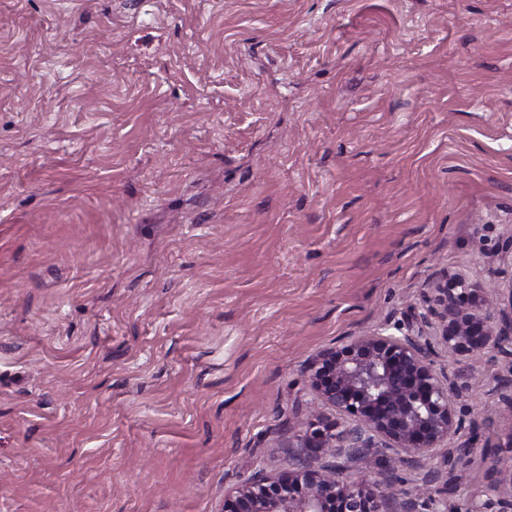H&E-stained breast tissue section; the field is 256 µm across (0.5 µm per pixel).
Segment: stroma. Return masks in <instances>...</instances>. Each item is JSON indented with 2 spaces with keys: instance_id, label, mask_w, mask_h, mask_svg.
<instances>
[{
  "instance_id": "1",
  "label": "stroma",
  "mask_w": 512,
  "mask_h": 512,
  "mask_svg": "<svg viewBox=\"0 0 512 512\" xmlns=\"http://www.w3.org/2000/svg\"><path fill=\"white\" fill-rule=\"evenodd\" d=\"M511 232L512 0H0V512H222L315 351Z\"/></svg>"
}]
</instances>
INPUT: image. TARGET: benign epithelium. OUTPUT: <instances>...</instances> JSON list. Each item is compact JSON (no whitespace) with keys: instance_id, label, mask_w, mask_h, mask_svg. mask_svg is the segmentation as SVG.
<instances>
[{"instance_id":"1","label":"benign epithelium","mask_w":512,"mask_h":512,"mask_svg":"<svg viewBox=\"0 0 512 512\" xmlns=\"http://www.w3.org/2000/svg\"><path fill=\"white\" fill-rule=\"evenodd\" d=\"M507 290L508 306L495 307L480 282L443 270L405 320L311 355L305 373L313 412L275 439L288 469L257 466L224 494L225 512H431L433 499L397 495L394 475L368 480L360 465L391 451L424 472L429 486L449 490L463 479L474 463L477 426L456 411L468 390L457 365L486 349L512 360V280ZM441 353L456 367L439 364ZM438 448L452 450L446 473L431 465ZM467 512H512V463L495 461Z\"/></svg>"}]
</instances>
